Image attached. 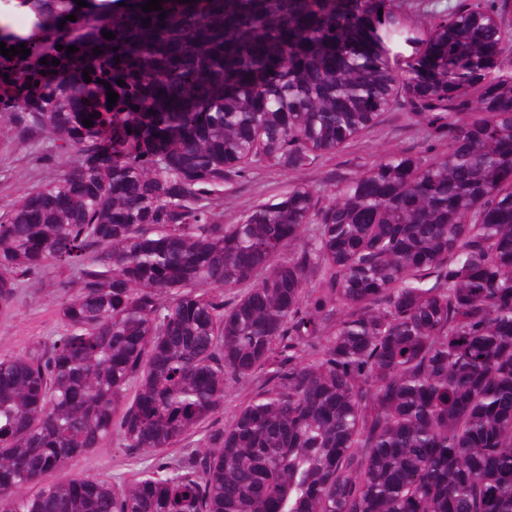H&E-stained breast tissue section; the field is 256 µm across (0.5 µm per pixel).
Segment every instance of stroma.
<instances>
[{
    "label": "stroma",
    "mask_w": 512,
    "mask_h": 512,
    "mask_svg": "<svg viewBox=\"0 0 512 512\" xmlns=\"http://www.w3.org/2000/svg\"><path fill=\"white\" fill-rule=\"evenodd\" d=\"M48 142L16 138L12 131L0 134V212L6 211L29 189L50 184L59 173L45 159ZM448 149V139L434 133L415 116L405 101L394 103L378 122L342 146L335 154L317 158L307 169L292 171L274 162L250 166L214 200L212 212L227 224L239 223L256 205L279 198L296 184L311 186L320 201L328 203L336 189L354 174L381 157L399 153L432 159ZM64 272L48 269L31 285L22 286L16 307L0 313V358L18 356L37 342L51 344L61 332L58 288ZM201 435L157 454L121 450L116 438L75 458L69 470L75 476H90L120 486L131 476L151 467L157 459L176 462L182 455L203 451Z\"/></svg>",
    "instance_id": "35a3bbf8"
}]
</instances>
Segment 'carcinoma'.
I'll return each mask as SVG.
<instances>
[{
	"mask_svg": "<svg viewBox=\"0 0 512 512\" xmlns=\"http://www.w3.org/2000/svg\"><path fill=\"white\" fill-rule=\"evenodd\" d=\"M23 2L30 31L0 22V42L31 53L0 54V87L62 171L0 215V312L46 269L73 277L64 333L0 359L8 512H512L507 0L426 33L395 0ZM400 94L445 154L382 157L325 205L297 184L213 215L247 166L302 170ZM255 374L205 452L118 488L70 474L114 435L174 447ZM260 380L261 377L256 376L247 379L229 378L225 388L224 407L213 416L211 425H230L240 407L253 397Z\"/></svg>",
	"mask_w": 512,
	"mask_h": 512,
	"instance_id": "carcinoma-1",
	"label": "carcinoma"
}]
</instances>
